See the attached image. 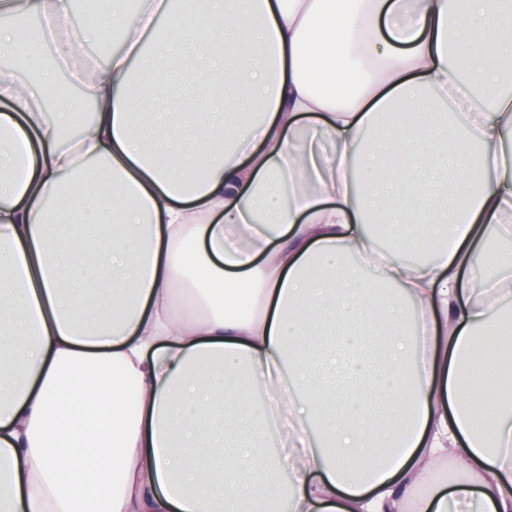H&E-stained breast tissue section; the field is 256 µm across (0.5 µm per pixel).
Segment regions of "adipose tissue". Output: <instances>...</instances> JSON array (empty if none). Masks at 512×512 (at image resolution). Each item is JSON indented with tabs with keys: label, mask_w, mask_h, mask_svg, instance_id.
<instances>
[{
	"label": "adipose tissue",
	"mask_w": 512,
	"mask_h": 512,
	"mask_svg": "<svg viewBox=\"0 0 512 512\" xmlns=\"http://www.w3.org/2000/svg\"><path fill=\"white\" fill-rule=\"evenodd\" d=\"M71 6L0 0V512H512V0Z\"/></svg>",
	"instance_id": "ef3b65f1"
}]
</instances>
